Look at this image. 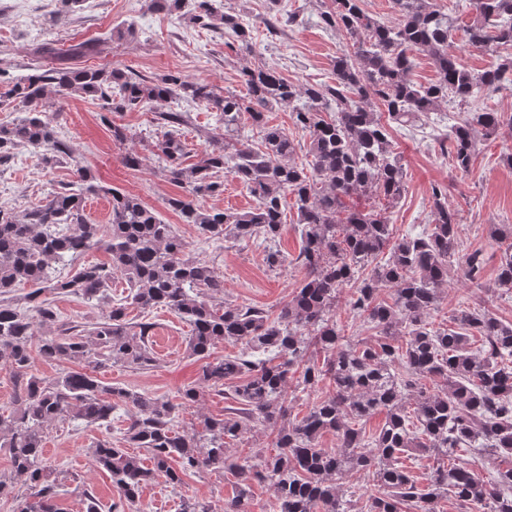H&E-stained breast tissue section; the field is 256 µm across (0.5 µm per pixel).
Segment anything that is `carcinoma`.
I'll list each match as a JSON object with an SVG mask.
<instances>
[{
	"label": "carcinoma",
	"instance_id": "carcinoma-1",
	"mask_svg": "<svg viewBox=\"0 0 512 512\" xmlns=\"http://www.w3.org/2000/svg\"><path fill=\"white\" fill-rule=\"evenodd\" d=\"M187 1L190 22L222 26L233 37L229 46L251 49L250 26L223 10V0H145L148 8L169 13L182 11ZM280 2L269 0L275 12L263 19L272 35L279 23L302 24L298 12L278 9ZM467 2L473 20L459 26L434 0H392L395 20L389 23L368 15L362 0H329L319 22L349 40L333 61L330 84H299L272 67H258L242 72L246 95L219 94L211 83L177 73L152 78L120 68H73L70 61L94 55L95 46L83 42L61 50L48 41L38 52L51 58V67L0 85V105L21 106L25 113L0 123V165L20 147L36 149L47 165L70 156V146L43 111L48 87L90 96L109 113L172 99L215 112L208 147L188 166L180 137L187 113L154 112L155 148L166 175L187 192L167 198L165 205L206 241L274 243L290 198L301 239L295 262L305 270L273 319L252 305H226L224 280L187 251L173 225L138 196L99 185L85 166L76 168L75 184L52 191L21 217L0 208V369L18 387L14 408L0 414V447L9 449L13 472L32 489L21 512H58L59 484L43 448L47 428L66 420L106 431L93 455L128 512H139L140 492L148 483L163 477L175 487L184 475L204 468L235 473L237 489L224 512H251L254 482L272 487L269 512H346L339 480L360 470L372 473L380 488L367 512H438L440 500L448 497L470 512H512V323L483 307L458 311L452 328L432 327L430 314L459 245L460 220L448 208L446 186H432L431 223L414 235L394 236L383 212L406 186L391 125L415 126L444 105L460 111L512 85V57L473 73L448 51L458 31L478 50L512 47V0ZM417 53L433 61L435 81L412 79ZM279 106L291 108L293 126L308 137L304 164L294 160L297 144L288 130L265 120V111ZM246 115L257 130L258 147L241 134ZM504 128L512 130V114L476 105L451 125L450 143L439 144L441 154L467 171L475 134L491 137ZM221 172L242 183L256 206L234 212L194 205L195 197L224 191ZM102 192L112 197L106 229L85 215V195ZM355 195L382 199L385 208L346 206L345 199ZM494 236L499 249L494 291L511 294L512 224L497 225ZM95 248L104 249L109 262L85 265L66 280L52 276L54 264ZM484 267L481 249L462 256L465 280L481 285ZM116 275L129 286L124 303L89 325L63 323L53 336L35 335V323L58 321L49 296L69 293L99 304ZM21 284L30 291L19 300L13 292ZM347 286L350 312L378 330L373 343L353 341L336 321ZM384 286L394 290L390 303L379 299ZM132 307L166 308L191 327L188 350L202 365L198 384L180 390L177 403L104 385L95 376L106 366L155 365L150 326L129 322ZM476 340L481 344L474 350ZM224 342L241 345L240 353L210 359L211 350ZM317 352L324 353L320 365L312 360ZM37 358L77 368L49 379L35 373ZM294 377L303 391L325 379L332 385V393L299 419L288 415V382ZM203 387L227 391L231 404L224 417L205 416L200 428L177 431L179 409L197 402ZM408 397L415 401L412 417L405 412ZM121 406L133 411L123 441L128 448L147 449L149 466L107 435ZM377 412L385 413V421L368 438L356 424ZM257 424L274 434L275 454L229 461L227 445ZM328 433L339 442L332 452L320 447ZM476 446L500 459L488 479L460 456ZM412 455L435 461L424 486L400 464Z\"/></svg>",
	"mask_w": 512,
	"mask_h": 512
}]
</instances>
